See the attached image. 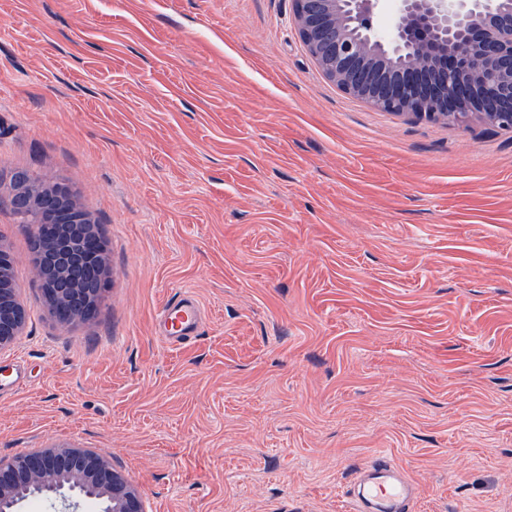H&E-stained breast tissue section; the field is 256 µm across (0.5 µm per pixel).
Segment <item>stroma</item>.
Returning <instances> with one entry per match:
<instances>
[{"label": "stroma", "instance_id": "1", "mask_svg": "<svg viewBox=\"0 0 512 512\" xmlns=\"http://www.w3.org/2000/svg\"><path fill=\"white\" fill-rule=\"evenodd\" d=\"M23 169L109 270L60 322L0 194L29 312L0 458L99 450L147 512H351L384 454L414 512H512V131L345 94L292 0H0V181ZM201 307L194 296L182 293L164 308L159 322V335L170 344H186L200 334Z\"/></svg>", "mask_w": 512, "mask_h": 512}]
</instances>
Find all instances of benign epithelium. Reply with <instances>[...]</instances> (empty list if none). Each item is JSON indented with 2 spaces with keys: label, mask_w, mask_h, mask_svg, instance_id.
Returning <instances> with one entry per match:
<instances>
[{
  "label": "benign epithelium",
  "mask_w": 512,
  "mask_h": 512,
  "mask_svg": "<svg viewBox=\"0 0 512 512\" xmlns=\"http://www.w3.org/2000/svg\"><path fill=\"white\" fill-rule=\"evenodd\" d=\"M379 0H293L298 34L323 74L366 104L440 121L481 117L512 130V0H395L381 30ZM43 241L35 271L55 317L91 318L106 287L99 225L67 188L45 193L0 182ZM28 313L17 289L0 288V350L21 334ZM36 497L61 512H145L143 498L109 456L58 445L0 459V512H21Z\"/></svg>",
  "instance_id": "obj_1"
}]
</instances>
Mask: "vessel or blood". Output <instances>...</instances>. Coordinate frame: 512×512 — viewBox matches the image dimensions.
<instances>
[{
    "mask_svg": "<svg viewBox=\"0 0 512 512\" xmlns=\"http://www.w3.org/2000/svg\"><path fill=\"white\" fill-rule=\"evenodd\" d=\"M202 325L198 301L183 293L165 306L159 334L169 343L182 345L198 336ZM415 493L403 469L384 457L359 469L348 491L355 512H411Z\"/></svg>",
    "mask_w": 512,
    "mask_h": 512,
    "instance_id": "1",
    "label": "vessel or blood"
}]
</instances>
